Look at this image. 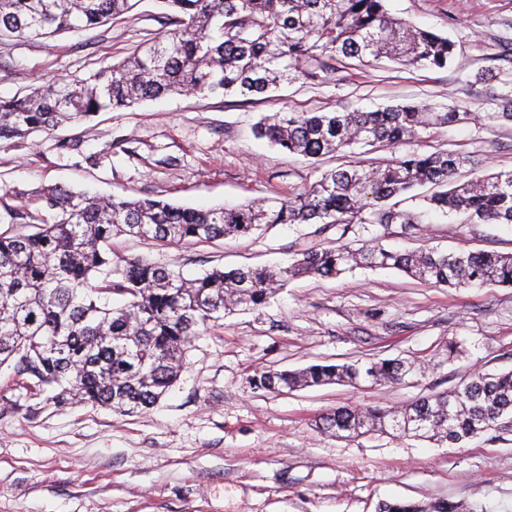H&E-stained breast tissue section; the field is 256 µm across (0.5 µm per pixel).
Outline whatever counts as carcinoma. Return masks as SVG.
Returning <instances> with one entry per match:
<instances>
[{"instance_id": "1", "label": "carcinoma", "mask_w": 512, "mask_h": 512, "mask_svg": "<svg viewBox=\"0 0 512 512\" xmlns=\"http://www.w3.org/2000/svg\"><path fill=\"white\" fill-rule=\"evenodd\" d=\"M140 0H0V40H47L83 31L134 9ZM172 29L123 60L76 82H49L0 97V142L48 132L101 111H118L169 94L222 92L250 100L300 78L328 83L353 62L387 58L403 66L444 69L448 38L393 17L386 0H156ZM495 118L512 123V92L499 93ZM458 106L444 112L397 104L364 112H278L255 133L307 159L356 145H388L420 132L471 121ZM469 168L471 178L458 179ZM430 184L420 211L393 198ZM463 211L474 224H512V171L479 173V161L454 151L413 153L383 164L351 161L288 200L195 209L151 198L89 196L48 187L12 224L30 234L0 232V367H12L41 394L63 404L143 412L177 382L193 341L224 316L266 306L286 281L336 277L355 266L397 269L449 288L512 287V252H393L377 242L310 251L278 270L212 269L188 279L144 258L112 269V236L153 246L247 237L264 224L401 225L418 228L432 212ZM124 298L112 305V297ZM422 373L400 359L296 371H257L253 389L270 393L342 384L399 385ZM512 428V369L477 371L450 391L402 407L343 405L321 415L318 428L356 438L373 432L427 438L441 446ZM379 512H477L457 502L383 503Z\"/></svg>"}]
</instances>
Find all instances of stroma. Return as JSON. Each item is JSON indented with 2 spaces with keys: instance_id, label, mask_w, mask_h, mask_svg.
I'll return each instance as SVG.
<instances>
[{
  "instance_id": "obj_1",
  "label": "stroma",
  "mask_w": 512,
  "mask_h": 512,
  "mask_svg": "<svg viewBox=\"0 0 512 512\" xmlns=\"http://www.w3.org/2000/svg\"><path fill=\"white\" fill-rule=\"evenodd\" d=\"M386 5L455 43L447 68L383 59L345 70L333 83L296 79L248 102L220 93L168 95L0 143V231L10 228L7 210L30 204L48 186L209 209L285 200L344 164L341 154L308 160L258 138L256 123L277 112L460 105L474 121L395 147H359L356 159L386 163L453 150L492 171L512 170V124L496 119L498 107L478 79L489 72L512 83V0ZM165 31L156 0H141L88 31L45 43L1 41L0 96L85 78ZM371 239L402 253H508L512 224L433 213L410 234L396 224H275L194 246H147L116 235L112 261L140 256L190 277L214 267L285 264ZM383 359L415 361L426 372L395 386L332 384L289 395L249 384L258 370ZM477 368H512L511 287L447 288L394 269L293 279L267 306L226 316L199 336L177 383L142 413L60 406L0 368V512H378L386 501L437 499L512 512V430L446 447L379 433L344 439L316 426L320 414L346 403L389 407L452 390Z\"/></svg>"
}]
</instances>
